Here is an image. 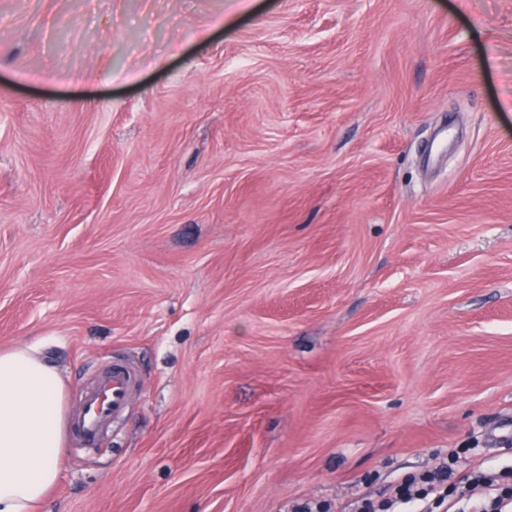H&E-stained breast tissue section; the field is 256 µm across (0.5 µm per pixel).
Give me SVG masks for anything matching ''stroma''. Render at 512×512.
<instances>
[{"mask_svg": "<svg viewBox=\"0 0 512 512\" xmlns=\"http://www.w3.org/2000/svg\"><path fill=\"white\" fill-rule=\"evenodd\" d=\"M75 411L45 512H356L512 465V0H0V348ZM134 383L131 365L114 361L85 393L72 422L85 447L95 446L100 432L120 421L132 396Z\"/></svg>", "mask_w": 512, "mask_h": 512, "instance_id": "obj_1", "label": "stroma"}]
</instances>
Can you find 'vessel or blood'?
<instances>
[{"mask_svg": "<svg viewBox=\"0 0 512 512\" xmlns=\"http://www.w3.org/2000/svg\"><path fill=\"white\" fill-rule=\"evenodd\" d=\"M134 383L131 365L116 361L85 393L72 422L84 446H95L100 432L120 421L132 396Z\"/></svg>", "mask_w": 512, "mask_h": 512, "instance_id": "vessel-or-blood-1", "label": "vessel or blood"}]
</instances>
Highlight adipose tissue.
Returning <instances> with one entry per match:
<instances>
[{
    "label": "adipose tissue",
    "instance_id": "obj_1",
    "mask_svg": "<svg viewBox=\"0 0 512 512\" xmlns=\"http://www.w3.org/2000/svg\"><path fill=\"white\" fill-rule=\"evenodd\" d=\"M65 386L35 345L0 350V512H41L61 476Z\"/></svg>",
    "mask_w": 512,
    "mask_h": 512
}]
</instances>
